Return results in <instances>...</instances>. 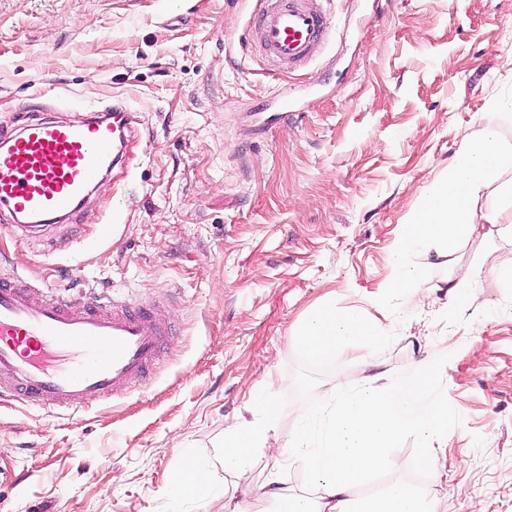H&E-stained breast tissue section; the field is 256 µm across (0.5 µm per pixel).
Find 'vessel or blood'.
<instances>
[{
  "mask_svg": "<svg viewBox=\"0 0 512 512\" xmlns=\"http://www.w3.org/2000/svg\"><path fill=\"white\" fill-rule=\"evenodd\" d=\"M325 0H256L252 32L262 54L291 69L325 47ZM135 135L116 103L81 122L31 118L0 131V207L21 228L69 217L119 162ZM169 334L168 308L68 301L20 276L0 275V392L33 407L82 411L145 380Z\"/></svg>",
  "mask_w": 512,
  "mask_h": 512,
  "instance_id": "vessel-or-blood-1",
  "label": "vessel or blood"
}]
</instances>
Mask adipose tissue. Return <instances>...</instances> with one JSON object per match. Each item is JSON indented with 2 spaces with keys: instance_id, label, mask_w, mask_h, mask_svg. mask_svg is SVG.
<instances>
[{
  "instance_id": "1",
  "label": "adipose tissue",
  "mask_w": 512,
  "mask_h": 512,
  "mask_svg": "<svg viewBox=\"0 0 512 512\" xmlns=\"http://www.w3.org/2000/svg\"><path fill=\"white\" fill-rule=\"evenodd\" d=\"M507 173H512V143L503 140L496 125L463 135L447 175L431 184L419 212L390 248L397 276L389 293L405 290L420 299L421 272L409 261L419 246L433 245L442 256L452 257L479 222L512 235V225H501L497 210L477 209L484 191ZM509 288L512 267H466L457 272L448 296L455 300L472 290L498 294ZM293 336L311 357L344 358L355 347L382 344L386 329L360 308L324 306L309 313ZM447 362L435 353L413 363L408 378L392 380L387 387L366 378L353 389L338 388L323 428L315 429L313 410L301 409V422L284 447L275 432V403L260 400L257 417L225 436L224 468L245 466L258 450L267 454L273 473L291 465L302 467L312 495L280 486L275 492L276 512H442L439 500L421 498L405 483L374 497L355 496L354 489L389 465L392 448L406 436L419 442V465L436 470L437 449L448 447L456 432L448 425L447 402L431 399L428 385L432 373Z\"/></svg>"
}]
</instances>
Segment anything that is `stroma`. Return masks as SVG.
<instances>
[{
  "label": "stroma",
  "instance_id": "1",
  "mask_svg": "<svg viewBox=\"0 0 512 512\" xmlns=\"http://www.w3.org/2000/svg\"><path fill=\"white\" fill-rule=\"evenodd\" d=\"M252 0H0V125L138 117L123 169L67 221L19 229L0 209V273L72 298H166L172 334L149 380L77 414L0 397V512H271L263 455L224 469V434L273 396L288 442L362 357L388 376L447 349L430 380L458 433L438 473L403 438L357 496L397 483L444 512H512V293L448 303L454 266L416 253L421 301L387 295L392 243L447 173L462 132L512 97V0H329L325 53L271 71L247 35ZM299 110L276 121L280 97ZM456 264L512 263L477 225ZM357 306L388 328L359 360L308 356L311 310ZM209 466L204 499L170 473Z\"/></svg>",
  "mask_w": 512,
  "mask_h": 512
}]
</instances>
